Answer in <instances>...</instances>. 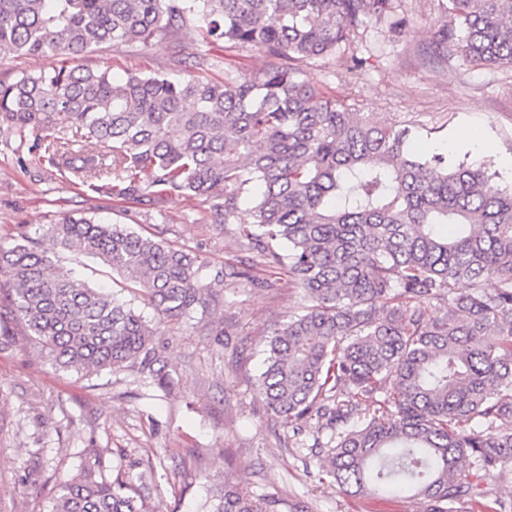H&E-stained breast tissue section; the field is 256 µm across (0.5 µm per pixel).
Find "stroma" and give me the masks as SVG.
<instances>
[{"label":"stroma","instance_id":"35a3bbf8","mask_svg":"<svg viewBox=\"0 0 512 512\" xmlns=\"http://www.w3.org/2000/svg\"><path fill=\"white\" fill-rule=\"evenodd\" d=\"M447 0H399L407 31L370 23L336 55L303 64L305 77L352 110L377 121L416 127L417 150L486 164L491 184L512 186V67L470 63L454 50L430 54ZM209 51L217 65L199 64ZM365 59L349 69L350 57ZM231 58L224 71L219 62ZM80 63L129 73L163 71L174 78L220 81L257 75L267 58L257 49L207 48L196 25L171 48L114 46ZM491 151L479 157L475 140ZM241 204L236 223L215 224L201 198L144 206L103 198L62 178L18 140L0 133V246L35 235L59 213L123 224L196 256L203 282L246 271L218 286L206 314L161 327L150 304L111 268L74 251L56 250L59 268L130 305L157 325L153 346L162 377L141 368L97 373L59 369L34 341L0 289V512H50L60 483L87 465L128 479L159 512H205L212 488L230 484L255 497L277 495L280 512H427L424 499L346 495L325 475L311 447L315 434H293L267 410L254 388L268 332L302 305L287 278L242 245L238 226L251 220ZM275 279L274 288L262 287Z\"/></svg>","mask_w":512,"mask_h":512}]
</instances>
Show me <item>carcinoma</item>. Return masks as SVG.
I'll list each match as a JSON object with an SVG mask.
<instances>
[{
  "instance_id": "1",
  "label": "carcinoma",
  "mask_w": 512,
  "mask_h": 512,
  "mask_svg": "<svg viewBox=\"0 0 512 512\" xmlns=\"http://www.w3.org/2000/svg\"><path fill=\"white\" fill-rule=\"evenodd\" d=\"M394 2L0 0L1 54L72 61L0 81V132L102 196L202 197L217 224L253 197L240 239L306 301L266 339L256 391L268 410L294 432H327L314 446L350 496L410 492L427 512H466L477 498L481 512H502L459 471L466 458L478 471L512 462V191L493 188L483 166L416 151L411 129L351 111L298 67L335 56L373 19L405 33ZM447 12L436 48L512 66V0H448ZM195 23L209 43L253 46L268 66L242 80L116 82L77 64L105 44H169ZM45 236L99 258L160 324L209 307L196 258L123 224L66 213ZM0 281L54 365L158 361L155 329L57 271L39 239L0 248ZM278 505L221 487L208 512ZM51 512L150 510L131 482L88 465L60 484Z\"/></svg>"
}]
</instances>
